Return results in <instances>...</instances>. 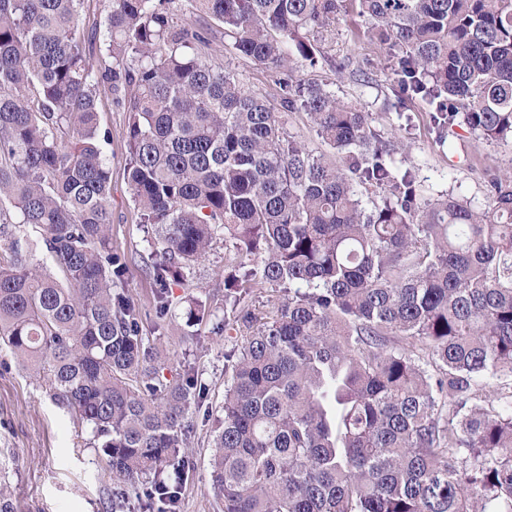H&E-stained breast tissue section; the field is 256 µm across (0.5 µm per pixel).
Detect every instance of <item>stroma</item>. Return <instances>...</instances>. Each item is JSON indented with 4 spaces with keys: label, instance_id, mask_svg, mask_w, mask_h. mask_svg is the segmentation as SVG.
<instances>
[{
    "label": "stroma",
    "instance_id": "stroma-1",
    "mask_svg": "<svg viewBox=\"0 0 512 512\" xmlns=\"http://www.w3.org/2000/svg\"><path fill=\"white\" fill-rule=\"evenodd\" d=\"M109 0H82L77 27L96 48L97 67L109 58L99 47L106 32ZM320 53L316 63L293 58L292 66L306 82L325 83L336 96L352 102L372 118L383 137L400 141L402 158L414 167L425 196L450 192L481 206L491 175L512 170V142H486L466 128H455L438 141L430 112L419 100H404L390 71L382 63L388 52L373 38L358 0H346L333 27L317 34ZM229 41L213 37L210 53L215 62L230 64L249 90L277 100L276 75L254 62L231 56ZM348 61L337 71L339 61ZM110 83L98 91V122L110 140L104 154L112 182L111 246L127 258L123 288L138 304L142 333L162 346L173 371L193 370L205 387L202 406L191 408L190 433L184 453L189 467L184 475L180 512H224V500L214 490L210 457L216 419L224 403V352L229 342L212 321L189 327L185 301L196 297L215 315L224 313V245L216 243L196 262L183 283L170 290L173 305L166 322L154 310L155 282L146 263L150 235L141 224L125 174L127 114L116 104ZM91 430L51 400L42 379L22 369L12 354L0 348V450L10 456V491L17 512H141L135 492L113 477L104 457L88 441Z\"/></svg>",
    "mask_w": 512,
    "mask_h": 512
}]
</instances>
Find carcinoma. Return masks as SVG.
I'll use <instances>...</instances> for the list:
<instances>
[{
    "label": "carcinoma",
    "instance_id": "1",
    "mask_svg": "<svg viewBox=\"0 0 512 512\" xmlns=\"http://www.w3.org/2000/svg\"><path fill=\"white\" fill-rule=\"evenodd\" d=\"M97 75L81 0H0V345L91 429L143 507L176 512L191 404L142 335L114 252L99 83L125 75V171L151 226L155 307L224 241L223 415L210 466L224 512H512V173L482 208L425 197L399 148L289 49L316 58L345 0H110ZM400 50L399 92L437 139L512 140V0H359ZM280 74L334 155L210 58L209 31ZM288 294L252 307L253 288ZM186 325L213 316L187 301ZM493 387V396L484 393ZM0 461V512H15Z\"/></svg>",
    "mask_w": 512,
    "mask_h": 512
}]
</instances>
